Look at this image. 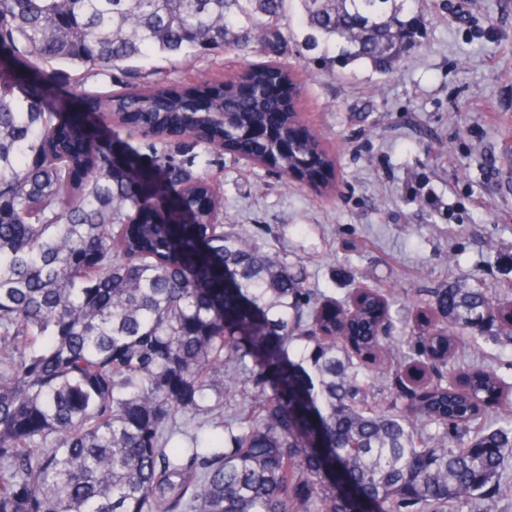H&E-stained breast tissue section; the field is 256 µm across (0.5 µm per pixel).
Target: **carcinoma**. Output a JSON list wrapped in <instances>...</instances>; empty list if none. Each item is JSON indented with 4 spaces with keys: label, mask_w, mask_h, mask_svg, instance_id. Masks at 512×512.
I'll return each mask as SVG.
<instances>
[{
    "label": "carcinoma",
    "mask_w": 512,
    "mask_h": 512,
    "mask_svg": "<svg viewBox=\"0 0 512 512\" xmlns=\"http://www.w3.org/2000/svg\"><path fill=\"white\" fill-rule=\"evenodd\" d=\"M288 2L0 0V512H495L512 385L452 361L486 324L512 345V301L450 282L397 352L379 290L346 318L287 255L224 224L212 176L175 157L187 136L333 186L336 157L291 106ZM297 2L305 48L335 45L346 66L387 73L416 46L417 0ZM226 49L267 62L141 83L150 54ZM53 63L118 73L83 96L153 139L162 208L153 172L108 166L95 128L45 90L17 96ZM382 358L388 410L369 401ZM228 359L258 389L244 417L173 444L178 412L236 386L216 384Z\"/></svg>",
    "instance_id": "1"
}]
</instances>
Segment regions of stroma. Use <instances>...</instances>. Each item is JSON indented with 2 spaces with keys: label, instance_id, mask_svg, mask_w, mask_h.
Masks as SVG:
<instances>
[{
  "label": "stroma",
  "instance_id": "35a3bbf8",
  "mask_svg": "<svg viewBox=\"0 0 512 512\" xmlns=\"http://www.w3.org/2000/svg\"><path fill=\"white\" fill-rule=\"evenodd\" d=\"M419 45L381 75L293 55L303 123L336 155V189L285 181L225 150L179 156L223 183L225 223L302 265L310 287L343 300L380 286L403 342L417 296L463 281L512 297V0H418ZM241 53L152 61L187 83L231 78ZM49 94L60 111L87 110L77 83L112 85L108 72L57 65ZM458 366L479 364L512 382V347L482 339Z\"/></svg>",
  "mask_w": 512,
  "mask_h": 512
}]
</instances>
